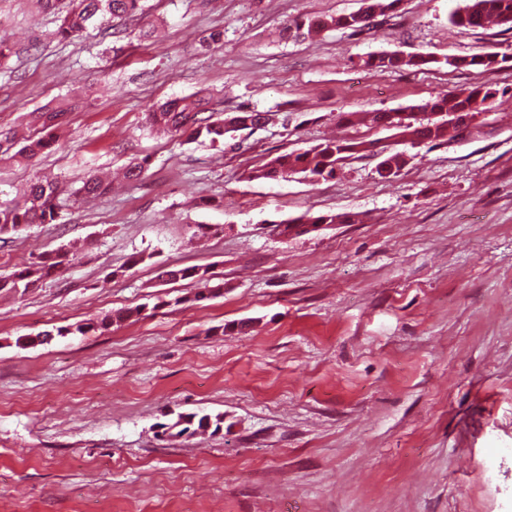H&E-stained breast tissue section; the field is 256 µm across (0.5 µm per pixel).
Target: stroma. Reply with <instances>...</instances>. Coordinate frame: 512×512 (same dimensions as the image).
Here are the masks:
<instances>
[{"label":"stroma","instance_id":"35a3bbf8","mask_svg":"<svg viewBox=\"0 0 512 512\" xmlns=\"http://www.w3.org/2000/svg\"><path fill=\"white\" fill-rule=\"evenodd\" d=\"M465 3L402 0L372 29L284 41V22L359 0H145L143 18L63 42L56 14L0 0L17 49L0 130L35 134L27 113L70 106L49 154L0 144V205L36 176L66 189L55 223L0 242V274L71 248L62 274L0 294V512H512V66L444 63L512 54V30L452 25ZM394 51L441 62L362 64ZM481 84L493 108L434 144L338 119ZM204 87L278 120L215 144L146 124L148 105ZM333 138L408 162L388 179L366 157L318 182L247 178ZM135 158L141 180H119ZM90 172L115 175L111 193L75 201ZM308 212L351 220L268 230ZM162 265L208 269L224 292L194 301L198 283L159 282ZM191 413L223 423L179 431ZM450 61L448 58L444 60V63L450 67L456 69L468 67V66H483L486 69H492L500 63H506L512 61V55L503 54L501 59H498V53H488L478 56L460 57L454 58ZM455 61V62H454ZM137 315V312L136 310H126V311H120V312H117L116 314L113 315V317H105L103 319H101L99 322H88V323H80V324H75V325H70V326H61V327H58L57 328V335L58 336H65L67 334H71V333H80L82 335L88 333L89 331H93V330H99V329H103V330H106L108 329L113 322H120V321H124V320H127L129 318H131L133 315Z\"/></svg>","mask_w":512,"mask_h":512}]
</instances>
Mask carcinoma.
Returning a JSON list of instances; mask_svg holds the SVG:
<instances>
[{"label": "carcinoma", "mask_w": 512, "mask_h": 512, "mask_svg": "<svg viewBox=\"0 0 512 512\" xmlns=\"http://www.w3.org/2000/svg\"><path fill=\"white\" fill-rule=\"evenodd\" d=\"M142 0H71L72 6L60 16L57 35L63 40L78 38L87 27L99 19L110 17L123 19L133 17L142 11ZM400 0H364V6L370 16H385L396 10ZM506 25L512 30V0H469L462 10L452 18V22L461 28H482L490 22ZM349 29L354 33L371 28L354 13L339 16L317 17L307 21L295 19L286 22L280 30L283 39L290 37L307 38L324 29ZM512 61V55L502 56L496 53L478 56L460 57L453 61H441L431 53L404 55L393 59L382 54L369 56L363 60V66L369 69L397 70L409 66L445 63L456 69L468 66H482L492 69L500 63ZM497 90L488 86H476L424 105L410 107L408 112H372L367 116L372 124L397 123L395 131L405 136L411 144L437 142L445 138L448 130V116L458 112H484L495 97ZM65 111L57 107L46 106L31 113L33 120L40 125L39 136L23 142L19 154L32 160L54 146L55 130L62 123ZM267 113L256 110L240 109L223 116L215 117L213 96L205 89L188 98H174L148 107L147 121L157 133H182L197 140L201 137L212 143L224 140V120L236 122L234 131L252 130L266 119ZM373 152L365 147L363 141L335 140L327 141L306 149L278 155L262 166L249 172L252 179L278 180L292 174L303 173L313 179L331 178L336 166L346 160L359 157H371ZM110 186L99 176L89 173L81 180V186L74 192L77 198H101L109 194ZM62 194L61 186L54 180L36 177L29 182L20 200L11 207H0V232L29 224H51L58 215V200ZM352 222L344 214H308L292 220L294 224H344ZM67 253L60 249L51 254H41L36 261L22 270L0 276V291L23 293L36 282L59 271L66 264ZM158 277L165 281L191 279L212 295L220 294L224 284H211L212 278L207 271L199 267H167L159 271ZM140 314V310L120 311L100 321L80 323L57 328V335L71 333L82 335L93 331L108 329L112 323L120 322ZM50 331L42 332L46 339L55 335Z\"/></svg>", "instance_id": "1"}]
</instances>
